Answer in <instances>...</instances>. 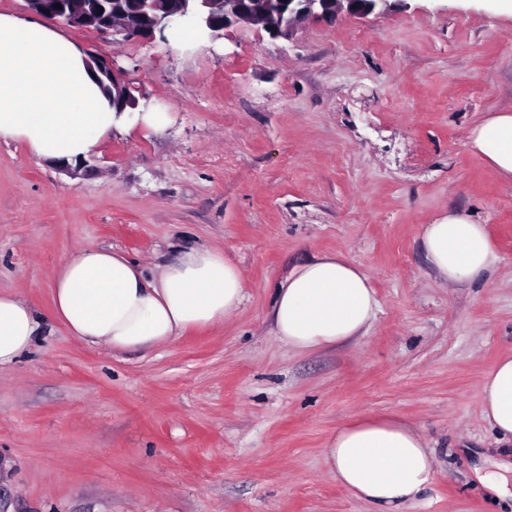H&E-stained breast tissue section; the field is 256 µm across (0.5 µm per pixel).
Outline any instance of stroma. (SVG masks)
<instances>
[{"mask_svg":"<svg viewBox=\"0 0 512 512\" xmlns=\"http://www.w3.org/2000/svg\"><path fill=\"white\" fill-rule=\"evenodd\" d=\"M140 111L72 178L0 141V292L36 312L29 350L0 369V488L9 512H373L324 461L362 418L416 426L434 480L404 512H512L481 482L512 483V446L480 417L481 384L512 356V181L468 134L512 111V17L496 0H405L288 39L261 26L186 44L113 45ZM486 225L485 280L443 284L422 249L449 211ZM223 251L245 298L224 325L112 353L52 315L63 258L122 251L144 266L178 248ZM336 253L379 300L366 336L299 353L269 329L274 291Z\"/></svg>","mask_w":512,"mask_h":512,"instance_id":"obj_1","label":"stroma"}]
</instances>
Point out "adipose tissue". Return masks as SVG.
Returning a JSON list of instances; mask_svg holds the SVG:
<instances>
[{"label":"adipose tissue","mask_w":512,"mask_h":512,"mask_svg":"<svg viewBox=\"0 0 512 512\" xmlns=\"http://www.w3.org/2000/svg\"><path fill=\"white\" fill-rule=\"evenodd\" d=\"M165 119L162 112H114L77 45L44 21L0 14V140L71 162L89 155L113 129ZM469 141L512 179V111L477 122ZM422 245L430 268L450 285L480 280L500 262L484 225L459 212L428 225ZM243 291L241 269L212 247L180 249L172 260L150 268L119 251L85 249L60 262L52 314L84 343L117 354L153 349L190 328L222 325L239 310ZM378 309L358 266L340 255H323L281 282L271 330L299 352L333 347L367 335ZM38 328L25 302L0 293V368L22 357ZM481 418L499 441L512 443L511 356L483 380ZM323 454L337 482L377 512H400L433 478L424 436L397 419L364 418L341 427Z\"/></svg>","instance_id":"adipose-tissue-1"}]
</instances>
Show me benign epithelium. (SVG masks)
<instances>
[{"label": "benign epithelium", "mask_w": 512, "mask_h": 512, "mask_svg": "<svg viewBox=\"0 0 512 512\" xmlns=\"http://www.w3.org/2000/svg\"><path fill=\"white\" fill-rule=\"evenodd\" d=\"M391 0H59L56 9L48 0H26L32 12L51 21L64 20L75 27L91 28L112 36L115 45L132 39H152L173 25L190 21L209 38L221 37L225 29L239 24H260L274 38H289L299 22L309 16L331 18L341 11L365 17L390 6ZM94 75L112 96L115 111L132 112L139 106L124 70L114 58L93 56ZM59 167L67 174L83 176L94 169L86 159Z\"/></svg>", "instance_id": "benign-epithelium-1"}]
</instances>
